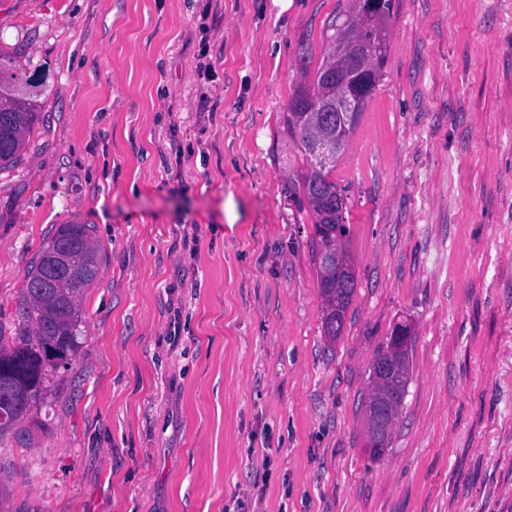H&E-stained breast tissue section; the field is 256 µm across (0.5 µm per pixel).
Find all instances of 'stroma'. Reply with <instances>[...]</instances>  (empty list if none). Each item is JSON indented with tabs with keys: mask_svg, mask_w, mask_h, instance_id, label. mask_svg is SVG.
<instances>
[{
	"mask_svg": "<svg viewBox=\"0 0 512 512\" xmlns=\"http://www.w3.org/2000/svg\"><path fill=\"white\" fill-rule=\"evenodd\" d=\"M353 8L0 0L44 115L0 170V326L58 225L101 255L78 348L0 437V512H512V0H393L333 171L358 284L331 343L283 119ZM400 321L374 460L369 367ZM367 450L389 447L390 436L396 426V416L387 400L372 398L366 407ZM387 443V445H386Z\"/></svg>",
	"mask_w": 512,
	"mask_h": 512,
	"instance_id": "35a3bbf8",
	"label": "stroma"
}]
</instances>
